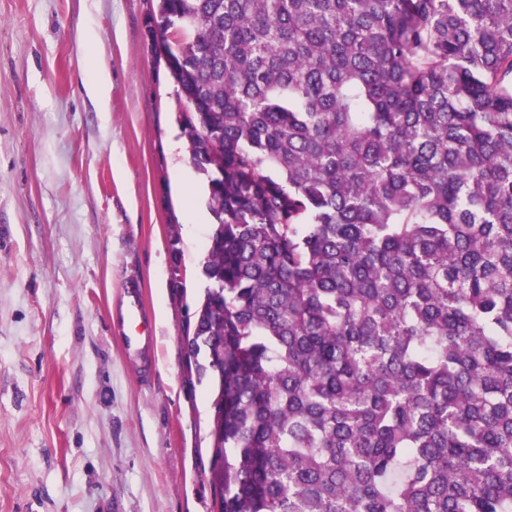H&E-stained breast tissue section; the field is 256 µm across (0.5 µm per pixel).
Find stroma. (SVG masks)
Masks as SVG:
<instances>
[{
    "label": "stroma",
    "instance_id": "1",
    "mask_svg": "<svg viewBox=\"0 0 512 512\" xmlns=\"http://www.w3.org/2000/svg\"><path fill=\"white\" fill-rule=\"evenodd\" d=\"M149 8L0 0V512H215L211 387L185 342L207 185ZM131 280L158 336L146 379L108 319Z\"/></svg>",
    "mask_w": 512,
    "mask_h": 512
}]
</instances>
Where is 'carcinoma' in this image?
<instances>
[{
  "mask_svg": "<svg viewBox=\"0 0 512 512\" xmlns=\"http://www.w3.org/2000/svg\"><path fill=\"white\" fill-rule=\"evenodd\" d=\"M216 224L217 512H512V0H158Z\"/></svg>",
  "mask_w": 512,
  "mask_h": 512,
  "instance_id": "1",
  "label": "carcinoma"
}]
</instances>
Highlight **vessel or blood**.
I'll return each instance as SVG.
<instances>
[{
  "mask_svg": "<svg viewBox=\"0 0 512 512\" xmlns=\"http://www.w3.org/2000/svg\"><path fill=\"white\" fill-rule=\"evenodd\" d=\"M112 322L122 333L126 358L147 368L158 346L154 329L146 317L137 284H127L120 303L112 311Z\"/></svg>",
  "mask_w": 512,
  "mask_h": 512,
  "instance_id": "1",
  "label": "vessel or blood"
}]
</instances>
